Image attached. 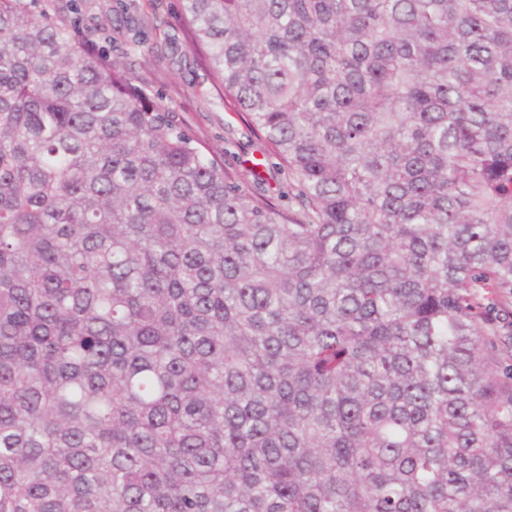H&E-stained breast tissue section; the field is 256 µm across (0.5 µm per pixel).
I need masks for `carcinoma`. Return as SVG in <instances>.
<instances>
[{
	"label": "carcinoma",
	"instance_id": "obj_1",
	"mask_svg": "<svg viewBox=\"0 0 512 512\" xmlns=\"http://www.w3.org/2000/svg\"><path fill=\"white\" fill-rule=\"evenodd\" d=\"M298 191L0 0V512H512V0H180Z\"/></svg>",
	"mask_w": 512,
	"mask_h": 512
}]
</instances>
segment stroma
<instances>
[{
    "label": "stroma",
    "mask_w": 512,
    "mask_h": 512,
    "mask_svg": "<svg viewBox=\"0 0 512 512\" xmlns=\"http://www.w3.org/2000/svg\"><path fill=\"white\" fill-rule=\"evenodd\" d=\"M73 21L82 33L108 22L111 38L101 47L116 65L155 102L176 112L183 127L225 167L244 174L251 192L282 209L295 208L277 159L264 153L261 136L242 114L225 104L216 77L191 47L179 0H86Z\"/></svg>",
    "instance_id": "stroma-1"
}]
</instances>
